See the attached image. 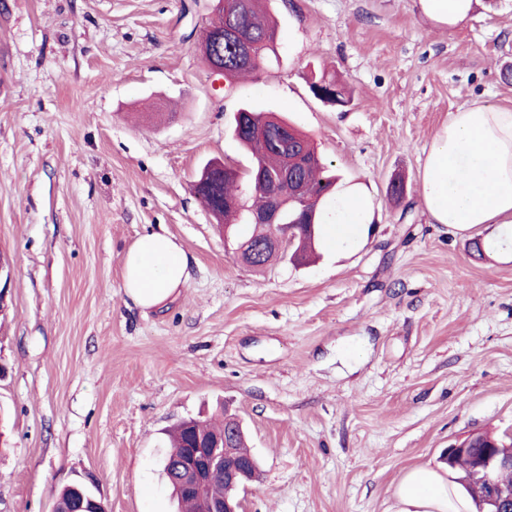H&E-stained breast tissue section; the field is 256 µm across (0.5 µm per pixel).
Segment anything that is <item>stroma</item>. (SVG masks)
Segmentation results:
<instances>
[{
	"instance_id": "1",
	"label": "stroma",
	"mask_w": 512,
	"mask_h": 512,
	"mask_svg": "<svg viewBox=\"0 0 512 512\" xmlns=\"http://www.w3.org/2000/svg\"><path fill=\"white\" fill-rule=\"evenodd\" d=\"M266 7L279 55L225 90L196 49L211 0H0V512H53L73 484L175 512L166 432L218 401L259 464L241 512H389L408 470L512 429V246L419 197L450 112L512 107V0L451 30L418 0ZM324 75L347 106L311 93ZM246 104L368 193L358 239L259 271L225 247L193 184L214 158L248 166ZM146 233L188 259L160 310L122 288Z\"/></svg>"
}]
</instances>
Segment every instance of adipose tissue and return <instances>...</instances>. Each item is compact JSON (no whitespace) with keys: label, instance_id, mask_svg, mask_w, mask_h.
<instances>
[{"label":"adipose tissue","instance_id":"adipose-tissue-1","mask_svg":"<svg viewBox=\"0 0 512 512\" xmlns=\"http://www.w3.org/2000/svg\"><path fill=\"white\" fill-rule=\"evenodd\" d=\"M420 197L433 223L460 231L482 224L512 230V108L475 102L450 113L425 157ZM372 218L365 194L345 189L325 217L327 247L343 243ZM186 268V254L173 238L146 234L123 255L122 288L141 309L159 308L185 283ZM470 508V500L445 475L418 467L398 485L392 512Z\"/></svg>","mask_w":512,"mask_h":512}]
</instances>
